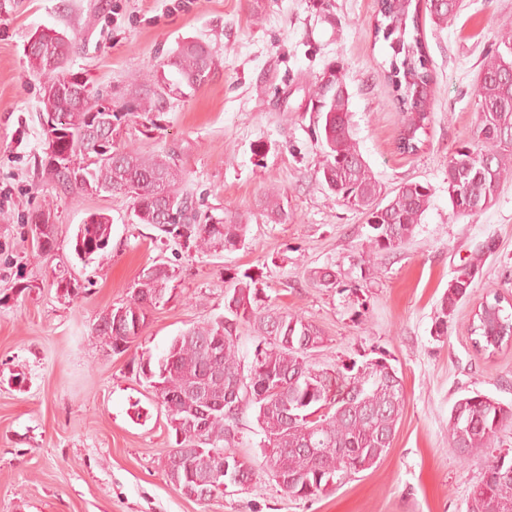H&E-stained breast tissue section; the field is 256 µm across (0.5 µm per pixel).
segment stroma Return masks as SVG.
Segmentation results:
<instances>
[{"instance_id": "stroma-1", "label": "stroma", "mask_w": 512, "mask_h": 512, "mask_svg": "<svg viewBox=\"0 0 512 512\" xmlns=\"http://www.w3.org/2000/svg\"><path fill=\"white\" fill-rule=\"evenodd\" d=\"M375 0H0V512H466L490 452L460 460L448 417L478 391L512 405V346L475 349L472 318L487 287L512 301V179L480 216H456L448 160L472 140V86L512 0H463L448 27L419 18L432 76L433 121L414 154L400 152L401 115L386 72L391 51L375 38ZM67 33L73 70L87 74L115 108L135 106L152 65L183 43L210 46L217 67L197 91L170 99L153 118L125 126L121 147L174 155L181 184L202 215L231 210L250 224L241 249L194 253L137 223L130 198L63 188L42 165L39 78L24 47L41 29ZM343 69L353 138L385 188L429 184L432 202L413 238L361 270L370 232L362 214L320 182L323 151L309 88L328 64ZM288 199V219L269 220V186ZM50 213L58 245L31 241L32 215ZM112 219L104 257L81 262L73 239L89 214ZM490 253H482L486 241ZM179 276L129 353L112 354L92 332L125 302L144 267ZM477 262L472 294L432 334L457 269ZM329 267L340 283L312 284ZM258 278L270 305L298 312L323 331L321 368L386 357L403 380L405 407L377 466L312 500L292 498L271 478L231 487L213 500L184 497L162 472L172 439L166 411L132 371L133 354H161L193 323L224 312L227 270ZM79 286L65 298L55 281Z\"/></svg>"}]
</instances>
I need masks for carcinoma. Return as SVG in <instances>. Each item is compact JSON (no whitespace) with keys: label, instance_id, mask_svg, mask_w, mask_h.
Masks as SVG:
<instances>
[{"label":"carcinoma","instance_id":"cac0c4a2","mask_svg":"<svg viewBox=\"0 0 512 512\" xmlns=\"http://www.w3.org/2000/svg\"><path fill=\"white\" fill-rule=\"evenodd\" d=\"M424 8L437 26L453 21L459 0H378L374 37H383L392 51L387 80L402 114L399 149L414 153L424 144L431 123V74L418 25ZM75 42L56 31L42 35L30 65L43 77L39 117H54L62 134L57 151L75 159L77 169L60 170L45 158V170L57 182L86 194H124L133 200L140 224L160 226L161 208L173 214L162 232L181 247L196 253L232 251L245 244L247 218L233 211L208 224L189 193L179 188L182 169L174 158L155 153H128L117 139L127 112L112 113L113 122L99 110L98 93L89 90L79 98L66 88L75 75L69 67ZM175 79L166 85L165 68ZM216 60L199 42L180 46L167 61L153 66L152 87L140 98L137 111L149 116L164 109L170 92L197 90L211 77ZM478 112L474 139L461 145L448 160V199L453 212L478 216L496 201L500 184L512 176V30L500 31L485 56L473 90ZM311 111L320 125L324 160L319 169L322 185L342 204L367 217L370 228L367 249L360 263L377 269L376 260L400 248L413 237L431 204L432 189L420 182H403L386 197L380 181L353 140L350 93L336 65L328 66L310 91ZM263 210L273 221L288 220L284 193L272 187L264 194ZM112 219L93 213L78 226L74 252L85 263L109 246ZM38 248L49 254L58 244L57 225L45 224ZM474 267L466 265L448 284L434 332L447 333L448 317L473 291ZM178 277L165 263L145 267L134 282L130 298L112 307V323L97 321L94 334L114 354L126 353L142 336L149 312L165 301L170 283ZM312 283L321 288L339 284L336 272L320 268ZM224 314L197 323L173 337L164 353L153 358L144 351L132 358L136 374L153 388L167 412L175 447L193 448L197 437L189 434L187 421L197 413L195 398L187 386L203 388L213 406L204 420L205 451L192 452L179 466L163 468L169 483L183 489L190 478L203 479L218 465V458L235 457L240 440L241 415L254 414L263 460L245 462L242 473L249 485L276 471L289 482L283 490L292 497L312 499L329 491L327 481L341 485L347 478L377 465L388 453L400 421L405 394L402 381L389 376L392 369L377 358L357 365H343L332 376L315 367L312 353L323 346L322 330L306 317L280 311L268 303L252 275L236 272L224 278ZM472 324L474 346L495 353L488 340L486 319L497 323V335H512L511 311L503 298L489 288ZM246 326L257 340L252 362L240 355L239 329ZM449 414L450 451L461 459L490 448L498 434L512 426V406L479 392L459 398ZM316 449L312 454L309 449ZM466 512H512V463L495 456L482 479L473 486Z\"/></svg>","mask_w":512,"mask_h":512}]
</instances>
